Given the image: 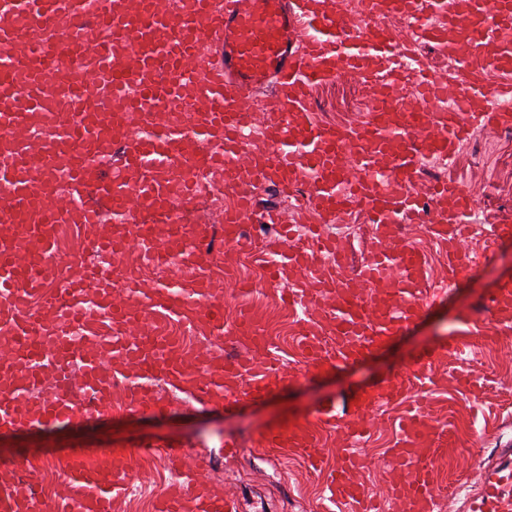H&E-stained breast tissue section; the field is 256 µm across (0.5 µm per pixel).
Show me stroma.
I'll list each match as a JSON object with an SVG mask.
<instances>
[{"instance_id":"obj_1","label":"stroma","mask_w":512,"mask_h":512,"mask_svg":"<svg viewBox=\"0 0 512 512\" xmlns=\"http://www.w3.org/2000/svg\"><path fill=\"white\" fill-rule=\"evenodd\" d=\"M369 104L366 85L355 78L327 82L312 91L315 116L325 123L352 122ZM477 152L482 155L478 161L473 158ZM447 172L479 191L469 249L481 258L453 285H446L440 247L430 239L425 225H407L404 239L424 251L431 287L421 318L385 348L320 374L308 372L301 358L295 357L290 338L280 332L282 324L298 320V312L285 306L271 308L260 297L247 303L262 314L266 325L278 329L272 353L279 370L291 376L287 385L269 397L212 409L195 401L188 390L158 381L155 390L168 409L162 415L144 417L129 410L128 389L125 384L117 385L108 419L88 425L83 436L92 447H124L134 457L130 483L141 487L143 494L126 498L120 512H152L155 495L174 485L177 477L162 455L166 448L186 450L198 475L225 492L239 494L247 512H324L322 478L310 473L299 458H281L263 449L260 432L277 421L303 419L327 404L348 410L363 391L406 373L424 349L447 343L461 321L491 326L493 318L485 300L500 281L512 279V238L492 244L482 233L486 224L512 225V135L477 132L462 147L452 170L425 166L419 179L429 183ZM328 230L344 245L352 266H359L368 245V228L362 219L350 214ZM496 342L492 350L475 343L462 357V365L485 382L478 395L457 390L448 379L447 366L435 371L437 386L429 397L457 439L441 465L440 512H451L448 490L455 480L473 481L475 460H495L502 449L512 446V409L503 408L500 402L502 394L512 392V330L503 331ZM400 412L397 405L380 408L371 418L370 433L360 449L364 476L380 495L397 478L389 461L397 440L393 422ZM53 437V431H45L40 446L27 449L31 464L26 475L44 494L52 492L62 477L65 451L52 446Z\"/></svg>"}]
</instances>
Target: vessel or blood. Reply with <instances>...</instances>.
<instances>
[{
  "label": "vessel or blood",
  "instance_id": "1",
  "mask_svg": "<svg viewBox=\"0 0 512 512\" xmlns=\"http://www.w3.org/2000/svg\"><path fill=\"white\" fill-rule=\"evenodd\" d=\"M359 9L365 23L355 28L346 0H0V438L88 425L131 368V403L148 414L166 409L151 387L156 379L203 390L215 408L265 399L285 382L251 354L269 343L256 313L226 317L209 281L217 258L200 247L205 227L185 218L202 207L196 185L209 172L234 193V206L211 218L223 225L225 246L244 249L241 225H277L282 248L268 272L282 283L283 300L304 313L299 347L310 372L359 361L422 316L426 262L404 243L400 225H427L449 278L464 271L478 191L452 179L422 188L417 177L426 158L453 165L476 131L512 127V0H359ZM394 18L411 21L409 38L394 37ZM426 44L448 57L446 73L429 71L420 53ZM405 70L416 78L417 97L402 91ZM351 77L370 87V110L344 126L321 124L309 89ZM266 87L274 106L255 108ZM171 112L196 113L197 123L185 128L168 120ZM253 130L268 145L252 153L244 143ZM305 179L317 223L292 224L280 211L259 209L256 188L285 192ZM353 209L374 228L355 288L336 280L333 270L348 255L323 231ZM56 224L82 225L89 252L153 241L156 263L181 254L184 274L148 286L130 276L119 295L81 283L44 286L32 272L58 260ZM489 308L497 328L512 325L511 279L492 291ZM46 313L60 319L55 339L81 362V385L94 404L77 406L65 391L34 396L43 377L64 373L28 342L46 330ZM93 315L119 338L71 335L72 324ZM322 317L337 338L329 352L315 337ZM191 318L250 352L191 365L186 338L169 327ZM470 333L460 329L421 352L407 376L363 392L348 414L328 404L304 421L267 427L260 442L317 469L320 432L336 429L344 444L327 489L341 512H384L390 499L401 512H434L435 461L448 429L431 402L395 421L391 459L402 478L387 495L366 481L356 445L376 409L464 353ZM166 456L181 479L154 512H235L236 499L191 471L186 453ZM26 463L17 452L12 470L0 473V512H117L133 458L126 448L71 441L61 485L48 495L22 477ZM477 486L471 512H512V465L479 466Z\"/></svg>",
  "mask_w": 512,
  "mask_h": 512
}]
</instances>
